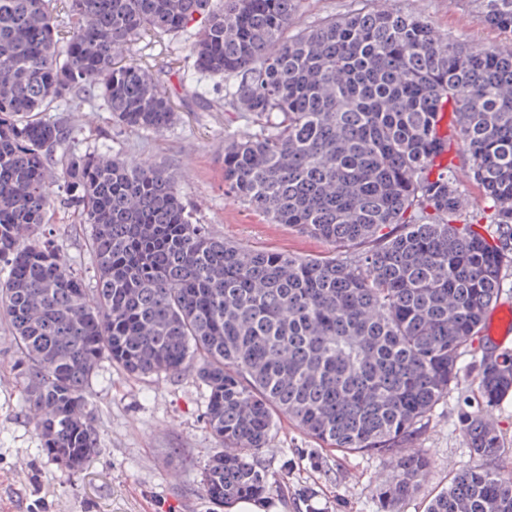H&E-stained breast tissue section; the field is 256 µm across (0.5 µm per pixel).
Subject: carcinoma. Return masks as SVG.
Wrapping results in <instances>:
<instances>
[{"instance_id": "obj_1", "label": "carcinoma", "mask_w": 512, "mask_h": 512, "mask_svg": "<svg viewBox=\"0 0 512 512\" xmlns=\"http://www.w3.org/2000/svg\"><path fill=\"white\" fill-rule=\"evenodd\" d=\"M298 3L0 0V312L44 451L70 472L97 452L86 407L102 359L134 378L194 365L223 445L203 469L209 499L265 493L250 457L286 417L332 448L389 457L390 507L426 479L410 442L471 356L479 403L461 423L480 464L427 512H512L483 420L512 393V352L480 341L512 267V47L463 44L379 0L290 35ZM482 18L511 34L512 0H484ZM195 24L180 85L224 78V101L251 123L224 142V192L356 251L308 259L226 242L167 168L79 153L65 120L39 118L97 99L124 127L166 129L173 101L131 45ZM456 156L482 190L469 211ZM59 174L62 202L93 230L92 288L36 240Z\"/></svg>"}]
</instances>
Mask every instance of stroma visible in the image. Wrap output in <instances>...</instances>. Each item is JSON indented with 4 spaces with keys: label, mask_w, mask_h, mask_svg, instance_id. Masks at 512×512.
I'll return each mask as SVG.
<instances>
[{
    "label": "stroma",
    "mask_w": 512,
    "mask_h": 512,
    "mask_svg": "<svg viewBox=\"0 0 512 512\" xmlns=\"http://www.w3.org/2000/svg\"><path fill=\"white\" fill-rule=\"evenodd\" d=\"M366 5L367 0H301L296 25L310 27ZM386 5L421 15L440 34L473 45L494 47L506 41L484 25L482 0H386ZM197 35L193 28L143 38L133 47L161 75L172 97L176 119L171 126L160 132L130 129L90 104L63 115L81 134L79 150L108 149L167 166L198 223L233 244L307 258L337 255L336 244L270 223L225 194L224 142L250 123L246 113L224 106L222 78H199L205 93L201 99L181 90L177 72L189 65V46ZM43 235L54 240L86 286L94 287L90 225L59 206ZM459 367L458 386L439 401L415 442L430 458L429 476L397 504V512H426L451 475L476 463L460 421L463 399L478 398L476 368L468 357ZM28 387L8 324L0 316V512H225L202 490L204 466L221 444L206 422V391L194 369L136 379L102 360L88 394L98 451L76 472L61 468L43 451ZM253 461L269 486L267 512H382L379 490L395 475L389 458L326 447L284 417L270 449Z\"/></svg>",
    "instance_id": "1"
}]
</instances>
